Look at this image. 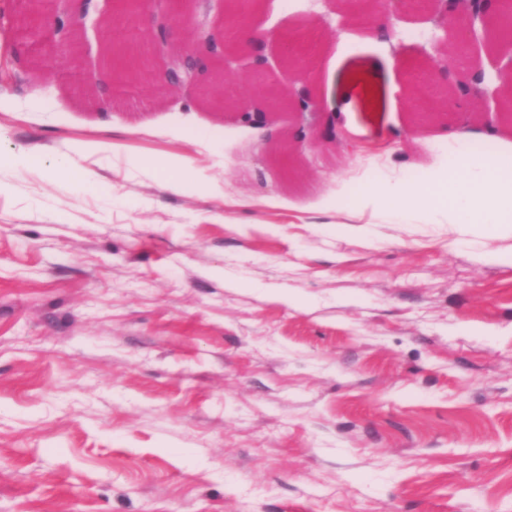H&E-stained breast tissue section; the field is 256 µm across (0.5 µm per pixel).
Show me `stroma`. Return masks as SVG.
Listing matches in <instances>:
<instances>
[{
	"label": "stroma",
	"mask_w": 512,
	"mask_h": 512,
	"mask_svg": "<svg viewBox=\"0 0 512 512\" xmlns=\"http://www.w3.org/2000/svg\"><path fill=\"white\" fill-rule=\"evenodd\" d=\"M20 9L0 0V512H512V238L356 205L455 130L485 146L466 102L423 121L409 89L512 68L499 28L436 69L460 34L414 0L381 6L386 41L335 0H258L241 35L352 144L307 139L288 171L197 92L114 89L93 27L12 71ZM87 138L115 149L62 167Z\"/></svg>",
	"instance_id": "stroma-1"
}]
</instances>
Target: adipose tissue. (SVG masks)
<instances>
[{"label":"adipose tissue","instance_id":"ef3b65f1","mask_svg":"<svg viewBox=\"0 0 512 512\" xmlns=\"http://www.w3.org/2000/svg\"><path fill=\"white\" fill-rule=\"evenodd\" d=\"M473 137L471 131H456L459 150L446 169L430 172L426 182L402 184L385 199L387 211L434 213L463 230L491 224L512 235V141L499 139L494 153L474 163L464 150Z\"/></svg>","mask_w":512,"mask_h":512}]
</instances>
